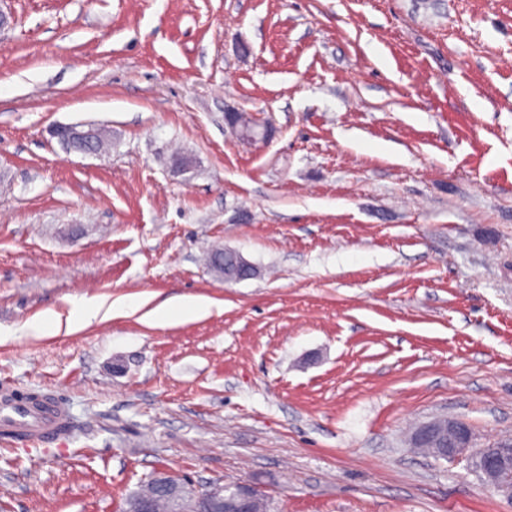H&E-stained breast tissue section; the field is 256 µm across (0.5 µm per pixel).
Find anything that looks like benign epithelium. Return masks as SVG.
I'll return each instance as SVG.
<instances>
[{
	"label": "benign epithelium",
	"mask_w": 512,
	"mask_h": 512,
	"mask_svg": "<svg viewBox=\"0 0 512 512\" xmlns=\"http://www.w3.org/2000/svg\"><path fill=\"white\" fill-rule=\"evenodd\" d=\"M60 141L72 137L84 138L98 133V129L81 125H59L49 129ZM471 430L459 419H450L448 424L439 420L420 425L414 432L410 447L426 452L437 459H455L469 455L471 466L479 471L483 484L512 500V440L494 443L476 453H469ZM152 485L171 490V496H179L182 490L191 495L182 503L179 512H269L264 497L250 485L213 484L197 488L189 481L180 485L171 481V476L160 472L150 478Z\"/></svg>",
	"instance_id": "obj_1"
}]
</instances>
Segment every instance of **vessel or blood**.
<instances>
[{
	"instance_id": "1",
	"label": "vessel or blood",
	"mask_w": 512,
	"mask_h": 512,
	"mask_svg": "<svg viewBox=\"0 0 512 512\" xmlns=\"http://www.w3.org/2000/svg\"><path fill=\"white\" fill-rule=\"evenodd\" d=\"M68 410L58 397L31 400L29 394L11 389L0 400V436L21 441L50 443L64 437Z\"/></svg>"
}]
</instances>
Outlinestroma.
I'll return each instance as SVG.
<instances>
[{
  "mask_svg": "<svg viewBox=\"0 0 512 512\" xmlns=\"http://www.w3.org/2000/svg\"><path fill=\"white\" fill-rule=\"evenodd\" d=\"M0 10V386L71 425L0 438V512H120L157 471L271 512H512L408 445L445 416L512 438V0ZM183 295L209 312L150 319Z\"/></svg>",
  "mask_w": 512,
  "mask_h": 512,
  "instance_id": "stroma-1",
  "label": "stroma"
}]
</instances>
